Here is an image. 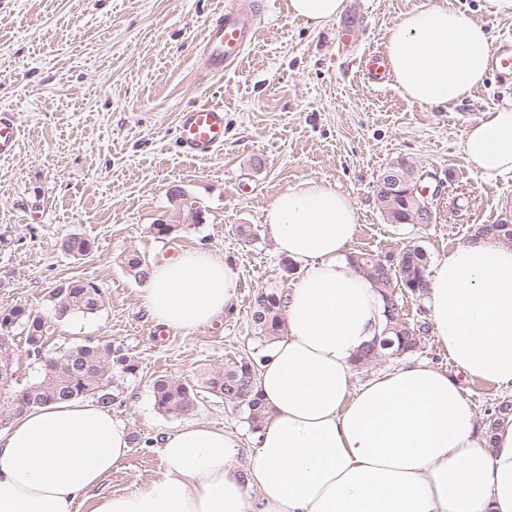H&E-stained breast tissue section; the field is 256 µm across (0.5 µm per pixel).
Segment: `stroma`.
Instances as JSON below:
<instances>
[{
    "instance_id": "obj_1",
    "label": "stroma",
    "mask_w": 512,
    "mask_h": 512,
    "mask_svg": "<svg viewBox=\"0 0 512 512\" xmlns=\"http://www.w3.org/2000/svg\"><path fill=\"white\" fill-rule=\"evenodd\" d=\"M288 2L0 0V113L20 130L13 155L0 158V311L47 312L60 280L94 281L102 307L59 321L49 348L110 343L139 365L112 404L135 440L80 512L160 473L149 438L188 421L234 431L243 449L253 448L241 407L209 393L201 378L246 355L262 360L267 344L253 333L250 304L258 290L285 294L298 280L263 223L278 194L309 179L331 182L357 213L351 252L385 256L418 244L435 262L478 225L512 215V175L483 178L462 150L467 129L512 100V84L493 76L462 102L430 106L407 101L394 83L371 86L360 71L362 56L385 49L389 28L425 0H347L319 28L294 18ZM450 3L484 23L493 43L512 39V17L493 13L490 0ZM228 7L255 16L258 38L240 61L212 73L201 58L204 28ZM346 25L352 36L337 41ZM203 103L224 108V148L192 157L179 148L176 126L181 112ZM399 160L430 172L433 223L384 216L375 180ZM175 187L192 209L172 201ZM159 222L180 230L155 238ZM71 234L90 239L92 251L67 254L61 244ZM134 249L154 264L185 251L222 256L239 275L236 307L192 331L162 332L140 304V282L122 268ZM412 357L458 376L477 422L512 402L511 389L459 375L435 332ZM159 376L196 386L191 415L157 409Z\"/></svg>"
}]
</instances>
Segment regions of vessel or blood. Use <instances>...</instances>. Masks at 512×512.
I'll use <instances>...</instances> for the list:
<instances>
[{
    "label": "vessel or blood",
    "mask_w": 512,
    "mask_h": 512,
    "mask_svg": "<svg viewBox=\"0 0 512 512\" xmlns=\"http://www.w3.org/2000/svg\"><path fill=\"white\" fill-rule=\"evenodd\" d=\"M258 33L248 16L225 11L218 21L207 24L203 38V59L208 69L221 71L237 62ZM491 67L501 77L512 80V42H503L492 50ZM361 72L368 81L379 84L389 74L385 53L377 52L361 62ZM178 140L182 151L203 157L224 145V109L202 104L179 116Z\"/></svg>",
    "instance_id": "vessel-or-blood-1"
}]
</instances>
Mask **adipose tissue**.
Instances as JSON below:
<instances>
[{
	"instance_id": "obj_1",
	"label": "adipose tissue",
	"mask_w": 512,
	"mask_h": 512,
	"mask_svg": "<svg viewBox=\"0 0 512 512\" xmlns=\"http://www.w3.org/2000/svg\"><path fill=\"white\" fill-rule=\"evenodd\" d=\"M492 41L449 0H428L388 31L395 85L411 102H459L482 85ZM463 149L481 176L512 174V103L485 112ZM264 222L302 275L284 298L286 334L258 371L265 420L246 464L238 437L190 422L160 438L163 470L93 512H512V415L493 440L447 372L407 361L353 386V359L380 335L375 285L346 258L357 215L324 180L281 192ZM425 302L464 373L512 388V245L480 239L431 267ZM238 275L187 252L151 271L140 302L159 325L189 331L222 318ZM129 452L110 407H37L0 431V512H78Z\"/></svg>"
}]
</instances>
